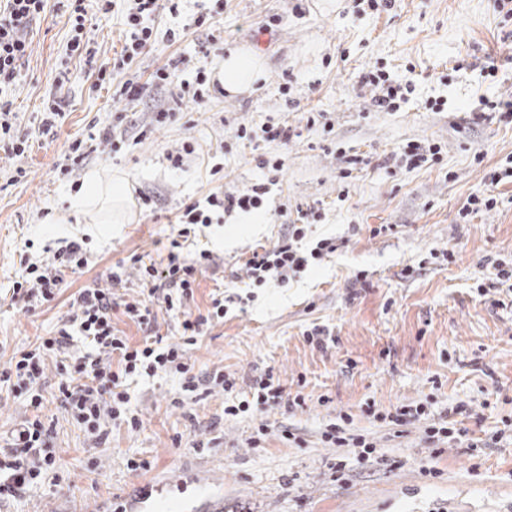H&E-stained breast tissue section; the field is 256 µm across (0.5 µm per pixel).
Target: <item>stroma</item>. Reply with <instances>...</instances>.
I'll return each mask as SVG.
<instances>
[{
  "mask_svg": "<svg viewBox=\"0 0 512 512\" xmlns=\"http://www.w3.org/2000/svg\"><path fill=\"white\" fill-rule=\"evenodd\" d=\"M202 5L182 0L179 13L160 22V30L184 36L176 43L159 38L133 65L130 73L147 85L135 102L113 95L127 75L100 85L84 62L66 57L68 13L55 0L33 27L32 54L10 91L14 128L30 151L16 161L0 150V368L61 326L79 288L138 296L142 283L129 258H165L182 206L264 181L258 160L266 148L238 141L240 127L286 121L298 134L277 150L283 169L264 211L195 228V242L215 262L186 309L204 315L213 298L224 301L223 319L188 353L197 396L184 398L174 374L138 380L129 394L140 429L113 426L99 442L67 414L58 359L48 355L41 411L0 385V435L41 414L52 428L56 474L21 498L0 500V512H512V301L500 306L476 290L496 260L512 256V183L493 188L485 180L512 157V120L474 117L480 99L512 97V17L499 14L493 0H396L387 12L366 0H226L212 27L223 40L208 66L216 68L228 48L255 50L269 61L258 90L212 93L140 144L116 154L98 145L62 178L69 143L98 134L113 113L137 124L155 107L172 105L170 90L148 81L169 56L195 57L209 31L191 24ZM124 8L118 0L114 11L89 22L96 60L106 68L123 44ZM490 60L497 73L487 78L482 68ZM375 66L414 85L400 111L374 107L361 78ZM63 70L69 80L61 86ZM53 98L63 99L65 115L46 133L40 112ZM429 99L443 100V110L426 109ZM308 111L323 113L325 125H300ZM410 141L441 145L440 162L396 169L394 155ZM187 142L193 154L171 167L167 153ZM224 144L230 153L221 152ZM352 156L357 164H349ZM217 164L224 167L220 181L211 176ZM18 166L26 175L16 182ZM92 169L128 181L130 223L82 224L69 210L73 182ZM346 169L351 177H343ZM489 192L496 207L461 223L468 197ZM146 196L152 207L143 205ZM307 206L322 213L308 241L337 238L336 253L289 285L247 287L252 252L276 242ZM382 224L387 232L372 236ZM72 241L83 245L88 264L67 274L55 302L31 310L12 299L22 262H51ZM445 249L454 251L455 264L428 262L430 251ZM120 264L126 270L116 286L110 273ZM415 264L419 274L405 277ZM361 270L368 274L363 285L354 281ZM316 325L330 334L321 347L305 337ZM217 370L235 378L236 398L267 377L281 398L225 416L226 396L209 384ZM298 393L304 405H294ZM424 402L429 415L406 426L383 419ZM461 402V436L433 454L425 427ZM342 413L351 415L352 432L374 439L373 459L323 442L326 424ZM262 423L268 433L251 446ZM132 459L140 469L129 467ZM340 459L347 463L341 472ZM430 468L436 477L427 476Z\"/></svg>",
  "mask_w": 512,
  "mask_h": 512,
  "instance_id": "35a3bbf8",
  "label": "stroma"
}]
</instances>
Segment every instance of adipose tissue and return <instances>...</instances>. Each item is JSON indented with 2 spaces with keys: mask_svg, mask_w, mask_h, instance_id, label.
I'll return each instance as SVG.
<instances>
[{
  "mask_svg": "<svg viewBox=\"0 0 512 512\" xmlns=\"http://www.w3.org/2000/svg\"><path fill=\"white\" fill-rule=\"evenodd\" d=\"M267 69L268 60L260 53L231 48L219 64L217 77L225 91L235 95L261 83ZM70 206L88 224H126L131 220L127 185L117 175L87 172L83 189L71 199Z\"/></svg>",
  "mask_w": 512,
  "mask_h": 512,
  "instance_id": "adipose-tissue-1",
  "label": "adipose tissue"
}]
</instances>
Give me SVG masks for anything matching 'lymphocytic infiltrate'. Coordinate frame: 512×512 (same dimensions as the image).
<instances>
[{
  "mask_svg": "<svg viewBox=\"0 0 512 512\" xmlns=\"http://www.w3.org/2000/svg\"><path fill=\"white\" fill-rule=\"evenodd\" d=\"M163 1L170 13H177V0H131L123 13L124 44L113 56L111 70L131 69L144 51L156 44L153 20ZM46 6L47 0H0V149L19 159L27 154L29 144L15 133L12 103L3 94L15 84L22 64L32 52L28 29ZM114 7V0H71L67 57L92 61L94 53L86 37L88 13H107ZM180 65V60L172 59L156 68L151 75L152 84L175 88L179 101L202 104L210 93L211 78L206 65L196 66L189 79L181 78ZM363 81L372 87L373 102L381 112L399 111L414 92L412 84L398 83L379 68L365 73ZM266 192V185L256 184L240 193L216 191L207 197L205 205L185 206L178 216L172 250L165 262L148 264L139 255L131 257L142 280L144 297L120 302L107 289H79L57 334L41 337L34 348L12 357L8 366L0 369V383L12 385L36 411L35 416L21 421L0 447V499L22 497L55 469L52 430L37 414L43 405L39 383L47 354L61 356L57 366L58 392L67 413L99 440L106 437V426L110 423L131 431L140 429L141 421L129 407L128 382L133 378L173 372L181 378L184 396L193 397L198 381L187 362V350L196 344L207 324L223 318L224 302L213 299L211 310L204 315L186 312L185 304L194 294L199 273L213 264L214 257L210 251L202 250L187 258L180 256L179 250L188 242L192 225L212 223L214 214L220 212L261 209ZM320 218L315 208L299 211L296 222L287 225L278 242L253 251L244 264L252 286L261 287L272 280L288 283L310 265L334 253L336 242L330 238L318 240L309 249L302 246L309 226ZM87 264L81 244L71 242L54 263L25 265L13 284L12 295L38 304L51 303L59 295L67 273ZM118 307L129 320L149 328L156 324L158 311L180 315V334L167 344L158 336L131 341L112 323V312ZM77 335L88 343L89 349L75 357L69 355L68 346ZM350 420V415L343 413L327 424L322 433L324 442L336 448L355 449L358 458L370 459L376 451L375 443L368 435L349 432Z\"/></svg>",
  "mask_w": 512,
  "mask_h": 512,
  "instance_id": "obj_1",
  "label": "lymphocytic infiltrate"
}]
</instances>
